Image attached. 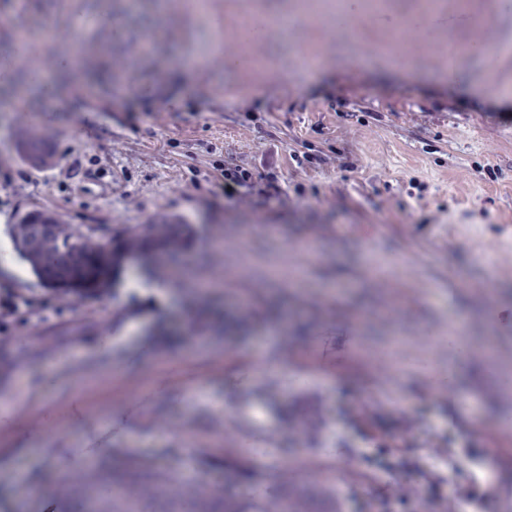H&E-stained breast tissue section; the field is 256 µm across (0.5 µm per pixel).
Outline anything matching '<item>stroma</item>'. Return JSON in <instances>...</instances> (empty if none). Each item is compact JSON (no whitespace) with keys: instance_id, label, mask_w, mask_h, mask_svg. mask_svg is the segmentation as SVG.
<instances>
[{"instance_id":"stroma-1","label":"stroma","mask_w":512,"mask_h":512,"mask_svg":"<svg viewBox=\"0 0 512 512\" xmlns=\"http://www.w3.org/2000/svg\"><path fill=\"white\" fill-rule=\"evenodd\" d=\"M171 2L0 0V95L18 31L101 56L0 108V289L43 305L0 334V512H215L241 465L295 512H453L450 454L512 512V0ZM266 156L283 203L225 202L217 166ZM40 209L190 237L77 297L13 247Z\"/></svg>"}]
</instances>
